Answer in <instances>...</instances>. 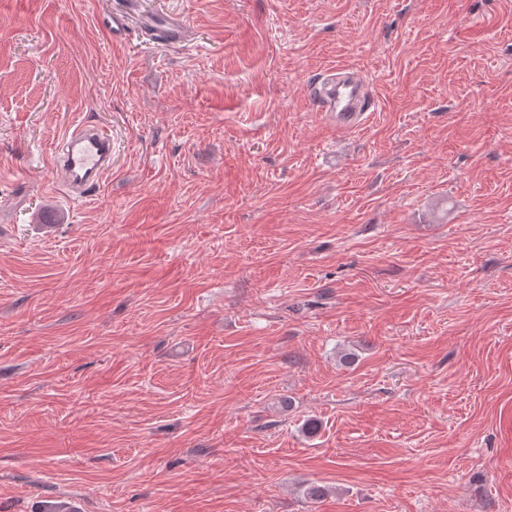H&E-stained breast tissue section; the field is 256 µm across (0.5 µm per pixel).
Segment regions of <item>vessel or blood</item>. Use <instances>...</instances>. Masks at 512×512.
<instances>
[{"mask_svg":"<svg viewBox=\"0 0 512 512\" xmlns=\"http://www.w3.org/2000/svg\"><path fill=\"white\" fill-rule=\"evenodd\" d=\"M141 25L156 30L170 44L183 42L185 38V25L178 19L159 24L148 15ZM320 96L323 111L335 113L341 129L360 126L371 109L363 79L342 70L328 77ZM52 161L60 175L63 194L73 200L88 198L112 168V136L98 124L82 122L66 134Z\"/></svg>","mask_w":512,"mask_h":512,"instance_id":"b4317fda","label":"vessel or blood"}]
</instances>
